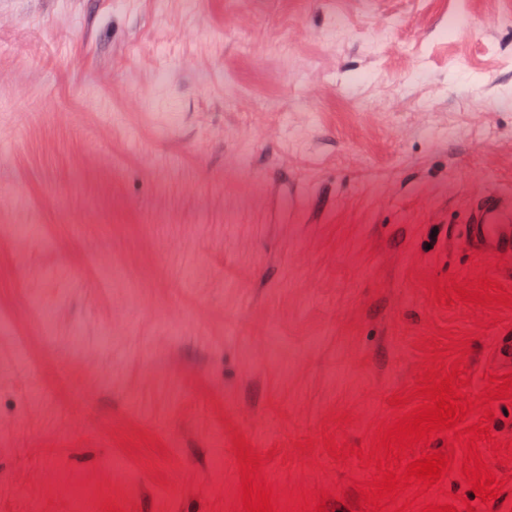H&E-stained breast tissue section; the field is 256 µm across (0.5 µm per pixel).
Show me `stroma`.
<instances>
[{
	"mask_svg": "<svg viewBox=\"0 0 512 512\" xmlns=\"http://www.w3.org/2000/svg\"><path fill=\"white\" fill-rule=\"evenodd\" d=\"M1 99L0 512H71L57 477L117 512H245L239 435L274 497L372 512L360 458L431 351L486 390L512 306L436 296L512 293V261L455 235L477 194H512V0H0ZM489 409L407 449L451 467L385 512H496L456 441L484 423L512 492V397Z\"/></svg>",
	"mask_w": 512,
	"mask_h": 512,
	"instance_id": "1",
	"label": "stroma"
}]
</instances>
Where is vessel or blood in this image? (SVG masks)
<instances>
[{"label": "vessel or blood", "instance_id": "vessel-or-blood-1", "mask_svg": "<svg viewBox=\"0 0 512 512\" xmlns=\"http://www.w3.org/2000/svg\"><path fill=\"white\" fill-rule=\"evenodd\" d=\"M456 234L474 253L492 260L512 259V196L490 191L480 194L466 212ZM490 364L512 369V334L498 336L488 355Z\"/></svg>", "mask_w": 512, "mask_h": 512}]
</instances>
